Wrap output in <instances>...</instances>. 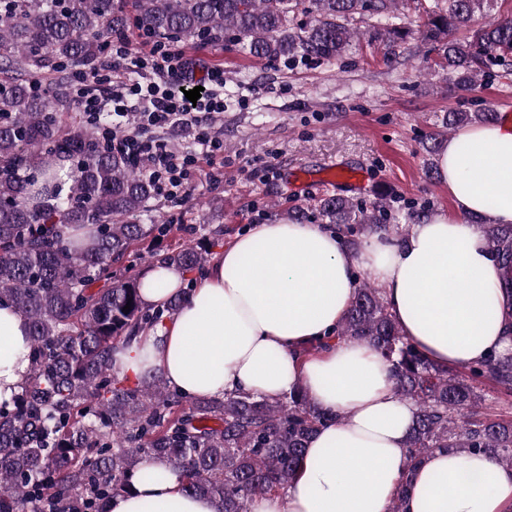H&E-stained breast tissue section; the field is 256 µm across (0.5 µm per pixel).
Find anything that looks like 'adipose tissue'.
<instances>
[{
  "mask_svg": "<svg viewBox=\"0 0 512 512\" xmlns=\"http://www.w3.org/2000/svg\"><path fill=\"white\" fill-rule=\"evenodd\" d=\"M436 167L454 208L412 225L406 238L375 235L353 251L316 224L253 225L216 255L174 317L115 351L121 375L158 374L191 397L276 399L300 387L340 414L311 437L285 495L256 498L251 512H389L405 479L401 512H512V467L484 454L435 451L409 468L416 408L396 395L373 347L345 341L303 353L333 336L362 272L433 364L467 368L512 351V319L488 307L501 269L470 222L512 224V121L460 128ZM183 284L180 270L157 263L142 275L141 296L159 307ZM28 333L22 313L0 308V402L28 376ZM157 470L145 463L107 512H215L211 499L187 491L183 473L157 479Z\"/></svg>",
  "mask_w": 512,
  "mask_h": 512,
  "instance_id": "ef3b65f1",
  "label": "adipose tissue"
}]
</instances>
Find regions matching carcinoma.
Wrapping results in <instances>:
<instances>
[{"label": "carcinoma", "mask_w": 512, "mask_h": 512, "mask_svg": "<svg viewBox=\"0 0 512 512\" xmlns=\"http://www.w3.org/2000/svg\"><path fill=\"white\" fill-rule=\"evenodd\" d=\"M492 2L429 0L415 30L399 0H0V307L27 318L31 359L22 392L0 404V512H106L150 461L186 474L187 490L208 496L216 512H250L255 498L283 494L312 435L341 419L300 388L274 401L246 393L192 400L159 375L129 386L113 371L114 350L176 314L183 294L148 308L136 266L112 271L171 225L141 223L155 186L126 156L84 129L60 130L55 113L70 108V73L133 31L162 43L236 42L267 61L301 55L334 65L357 36L350 23L368 16L369 41L387 56L418 34L452 87L467 92L512 65V16L489 19ZM499 119L491 109L448 111L424 147L435 155L445 133ZM316 211L350 247L357 234L391 232L384 198L328 195ZM476 224L503 266L500 288L512 296V224ZM161 261L200 273L207 256L180 244ZM336 339L373 346L390 363L396 394L415 404L410 469L435 450L480 452L512 467V417L491 412L479 390L490 384L512 394V352L465 370L435 366L401 336L366 281Z\"/></svg>", "instance_id": "carcinoma-1"}]
</instances>
